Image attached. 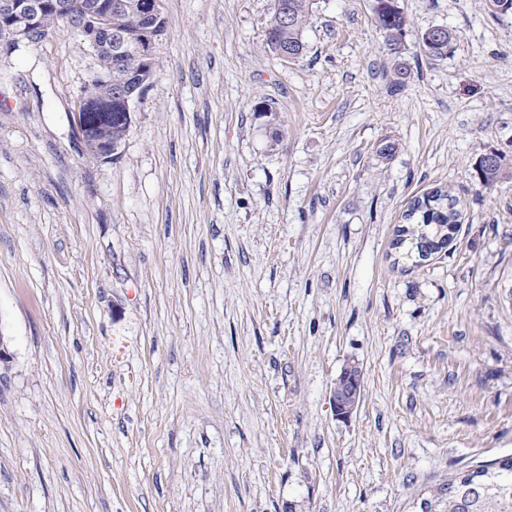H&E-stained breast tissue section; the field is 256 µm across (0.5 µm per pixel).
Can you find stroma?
Returning <instances> with one entry per match:
<instances>
[{"mask_svg":"<svg viewBox=\"0 0 512 512\" xmlns=\"http://www.w3.org/2000/svg\"><path fill=\"white\" fill-rule=\"evenodd\" d=\"M396 4L392 50L374 0H311L285 62L273 0H161L113 160L79 35L0 49V512H428L512 456V177L475 170L512 169V13ZM435 189L448 245L392 249ZM505 157L499 153H490L481 157L476 165V171L481 183L485 186H493L500 179L509 176L504 166Z\"/></svg>","mask_w":512,"mask_h":512,"instance_id":"stroma-1","label":"stroma"}]
</instances>
